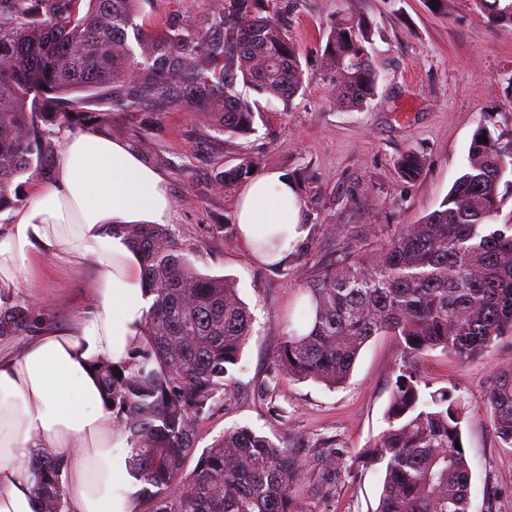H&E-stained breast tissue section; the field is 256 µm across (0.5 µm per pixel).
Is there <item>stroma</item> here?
<instances>
[{
    "label": "stroma",
    "instance_id": "stroma-1",
    "mask_svg": "<svg viewBox=\"0 0 512 512\" xmlns=\"http://www.w3.org/2000/svg\"><path fill=\"white\" fill-rule=\"evenodd\" d=\"M216 0H144L147 20L195 31L208 29ZM268 15L284 20L302 51L304 87L290 106L262 101V116L245 136L224 134L182 109L115 112L94 107L72 118H53L32 178L22 181V201L33 182L52 177L68 130L88 128L127 143L165 178L173 201L168 227L196 269L231 278L254 315L253 334L234 384L196 433L205 449L225 429L247 426L294 448L308 466L297 496L306 512H375L382 475L358 467L356 457L386 427L396 365L393 337L377 336L362 349L345 384L330 389L292 382L277 371L274 351L288 320L302 313V288L324 268L391 243L402 225L438 209L468 164L473 134L487 128L512 141V26L491 24L474 0H267ZM362 19L372 25L371 56L378 72L376 96L364 109L338 105L322 49L331 21ZM424 162L408 180L398 172L402 155ZM257 174L279 172L294 185L307 237L273 269L253 260L240 240L235 206L240 184L224 185L225 169L243 159ZM92 263L45 266L21 280L16 301L40 307L58 328L71 327L94 307ZM512 364V338L503 337L467 362L441 350L417 363L432 388L462 399V436L471 467L469 512H512V447L503 446L486 409L497 369ZM342 452L331 498L313 490L316 458L326 448Z\"/></svg>",
    "mask_w": 512,
    "mask_h": 512
}]
</instances>
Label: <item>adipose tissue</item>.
<instances>
[{
  "label": "adipose tissue",
  "mask_w": 512,
  "mask_h": 512,
  "mask_svg": "<svg viewBox=\"0 0 512 512\" xmlns=\"http://www.w3.org/2000/svg\"><path fill=\"white\" fill-rule=\"evenodd\" d=\"M0 226V307L35 262H97L98 307L71 329L46 326L22 351L0 355V512H39L29 459L54 448L65 458L68 512H133L127 439L116 429L97 361H127L153 305L143 266L117 224H165L172 203L163 176L125 143L68 131L49 184ZM236 223L262 263L283 259L307 235L293 185L282 174L252 179Z\"/></svg>",
  "instance_id": "obj_1"
}]
</instances>
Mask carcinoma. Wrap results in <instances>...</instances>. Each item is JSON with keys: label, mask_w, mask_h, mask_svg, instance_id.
<instances>
[{"label": "carcinoma", "mask_w": 512, "mask_h": 512, "mask_svg": "<svg viewBox=\"0 0 512 512\" xmlns=\"http://www.w3.org/2000/svg\"><path fill=\"white\" fill-rule=\"evenodd\" d=\"M492 22L512 24V0H476ZM141 0H0V213L20 202L17 178L34 173L44 133L38 122L86 105L167 112L182 106L214 130H255L259 101L238 84L289 106L303 88L297 44L261 0H222L211 28L139 23ZM371 25H329L324 56L337 103L364 108L378 74L369 58ZM488 142H482V139ZM245 161L221 183L250 175ZM402 176L422 160L407 153ZM512 188V143L473 135L468 166L440 207L404 224L390 245L328 266L302 289L313 313L306 330L288 321L276 359L283 378L336 388L349 379L366 343L388 334L401 348L387 427L360 459L380 467L375 512H468L470 468L461 399L430 390L415 360L439 349L461 362L512 336V224L491 228L500 186ZM154 296L129 360L94 365L118 431L127 436L129 469L148 512H302L296 488L306 468L292 449L247 426L224 430L185 470L197 422L233 383L232 370L252 335L253 316L224 277L199 273L163 224H126ZM46 322L32 305L0 309V340L34 333ZM487 411L497 437L512 447V365L496 371ZM322 495L334 487L342 454L322 453ZM63 457L43 448L31 463L40 512H68Z\"/></svg>", "instance_id": "cac0c4a2"}]
</instances>
